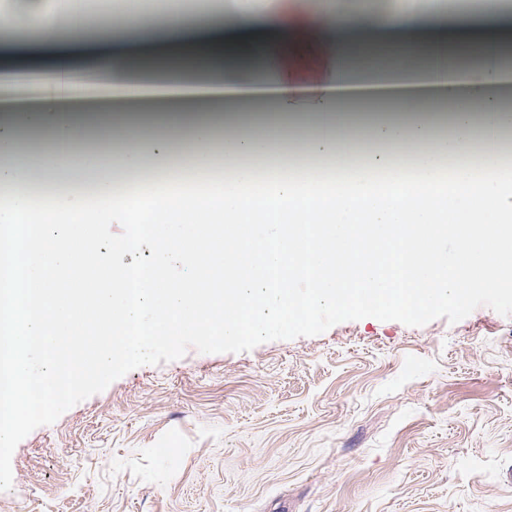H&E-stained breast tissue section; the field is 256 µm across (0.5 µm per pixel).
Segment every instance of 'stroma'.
<instances>
[{
	"instance_id": "obj_1",
	"label": "stroma",
	"mask_w": 512,
	"mask_h": 512,
	"mask_svg": "<svg viewBox=\"0 0 512 512\" xmlns=\"http://www.w3.org/2000/svg\"><path fill=\"white\" fill-rule=\"evenodd\" d=\"M64 0H0L16 47L24 24ZM183 13L233 24L249 0H190ZM81 111L165 112V105L80 98ZM141 166L123 142L84 131L78 158L37 183L46 202L150 171L172 182L189 150L178 129L138 127ZM253 141L241 164L316 162L293 134L219 125ZM0 512H512V294L481 291L419 315L329 306L309 321L224 338L151 343L138 360L76 386L16 430L0 455Z\"/></svg>"
}]
</instances>
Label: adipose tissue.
<instances>
[{"label":"adipose tissue","mask_w":512,"mask_h":512,"mask_svg":"<svg viewBox=\"0 0 512 512\" xmlns=\"http://www.w3.org/2000/svg\"><path fill=\"white\" fill-rule=\"evenodd\" d=\"M165 16L166 44L173 53L197 58L245 53L242 41L259 30L273 32L267 45L282 71L275 84L236 77L202 79L175 73L145 82L130 55L110 52L112 29L122 26L136 39L153 37L132 0H114L93 48L70 40L76 14L31 12L26 22L48 32L40 48L42 63L21 71L0 65V81L19 82L38 97L0 125V182L10 187L0 204V249L9 250L17 225L33 230L23 248V272L12 295L15 312L8 335L0 336L11 370V387L1 402L0 448L9 449L20 420L32 411L33 392L52 375L82 380L87 370L103 373L115 363L138 359L145 342L172 343L184 331L202 337L223 331L237 337L258 330L254 315L265 309L281 325L317 308L363 309L380 314H417L441 303L468 297L479 289L512 292V174L492 172L472 156L474 132L494 145L512 113L495 105L505 72L497 44L507 25L498 0H483L478 30L485 56L477 67L432 61L418 47L388 44L395 68L385 92L403 110L397 120L377 124L378 140L396 144L427 140L426 149L405 161L361 156L347 136L358 120L351 112L359 88L338 42L339 34L393 27L390 17L354 15L325 4L320 19L289 23L280 15L245 18L234 32L217 34L191 16H172L169 0H156ZM324 46L322 73L302 119L316 131L312 147L330 156L327 173L274 164L264 173L239 165L252 149L250 140L228 137L223 181L197 186L196 174L209 158L203 147L212 125L198 116H181L192 149L184 160L180 185L150 181L147 223L158 227L192 224L189 236L164 235L153 241L163 256L179 255L192 268L190 279L154 266L129 271L91 253L85 239L59 232L58 224L91 226L109 219L115 207L132 211V199H116L111 183H101L93 201L57 194L34 204L31 181L46 178L70 163L83 121L75 102L93 91L110 97L139 95L194 97L208 94L268 93L281 106L277 120H261L266 134L292 126L298 81L294 47ZM424 76L432 90L448 98L452 132L430 137L433 114L423 111L410 84ZM37 128L52 144L47 165L14 161L22 131ZM263 224L279 225L274 241L258 233ZM456 258L440 257L443 241Z\"/></svg>","instance_id":"adipose-tissue-1"}]
</instances>
